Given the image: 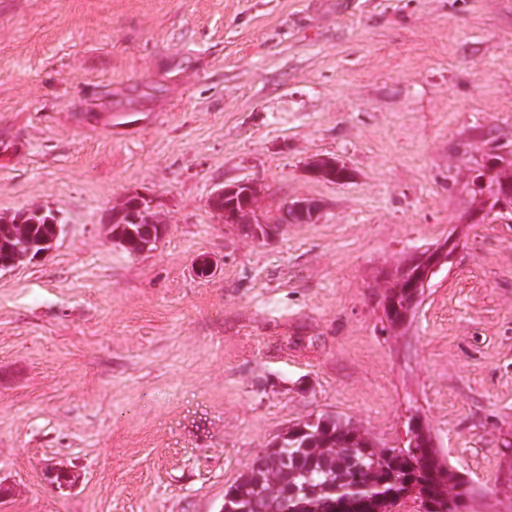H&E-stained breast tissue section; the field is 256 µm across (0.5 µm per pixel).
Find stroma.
Returning <instances> with one entry per match:
<instances>
[{"mask_svg":"<svg viewBox=\"0 0 512 512\" xmlns=\"http://www.w3.org/2000/svg\"><path fill=\"white\" fill-rule=\"evenodd\" d=\"M485 126L512 141V0H0V214L63 227L0 273V512H218L326 412L385 448L420 416L465 512H512V223L465 221ZM246 178L265 216L324 211L250 240L209 206ZM134 189L167 226L139 256L105 228ZM455 229L390 325L387 272ZM306 167L309 173L316 177L318 181L335 183L351 177L350 170L333 157L312 160L306 163ZM308 210L315 220L318 216L321 215L322 212V204L319 201H304L300 199L299 201H295L294 203H289L283 209V224H288V222H295L294 217L300 219V221L308 220ZM454 250V243L451 241H444L437 246L433 247L430 252L422 253L421 256H417L413 259L410 265H420V276L412 281L409 288L411 292L412 301L407 310H402L401 314L398 317H395L394 314L390 312V307L388 302L385 304V313L387 318L394 323H402L404 322L409 315L412 313L414 308L420 302L424 288H427L428 281L432 274L441 267L442 264L448 262V258ZM409 265V266H410Z\"/></svg>","mask_w":512,"mask_h":512,"instance_id":"1","label":"stroma"}]
</instances>
